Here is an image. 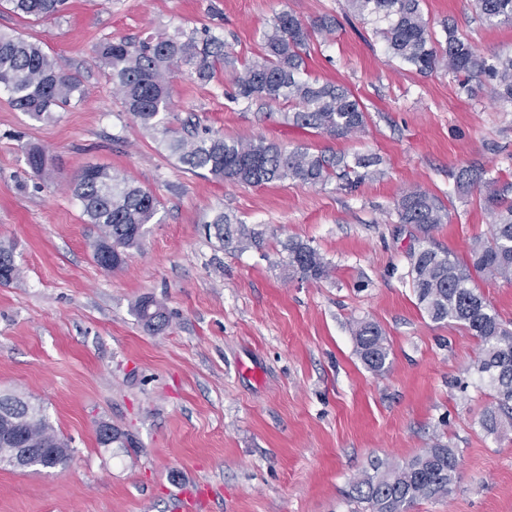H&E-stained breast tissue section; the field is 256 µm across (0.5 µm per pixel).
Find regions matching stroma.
Instances as JSON below:
<instances>
[{"label": "stroma", "mask_w": 512, "mask_h": 512, "mask_svg": "<svg viewBox=\"0 0 512 512\" xmlns=\"http://www.w3.org/2000/svg\"><path fill=\"white\" fill-rule=\"evenodd\" d=\"M422 7L434 30L448 21L485 56L512 55V25L481 21L474 0ZM284 10L307 23L335 17L308 76L354 93L368 112L363 132L293 127L283 102L243 108L225 72L206 85L174 78L167 120L287 150L380 156L381 176L355 191L336 180L249 186L185 169L125 111L95 54L109 40L207 27L243 64ZM0 30L40 42L83 90L48 122L0 90V241L21 268L0 285V393L42 405L73 450L63 469L0 464V512H170L191 487L206 490L201 512H356L354 476L438 439L460 455L455 490L410 512H512V431L493 435L478 422L489 401L473 367L478 343L419 308L407 275L419 242L393 213L403 191L421 188L450 202L433 234L440 247L461 256L487 236L479 192L459 194L454 174L478 160L512 175V102L489 84L467 92L445 70L422 75L392 58L348 0H70L44 22L0 4ZM31 145L51 158L43 175L26 162ZM91 165L127 174L160 201L140 246L111 270L94 260L99 231L73 194ZM221 211L260 232V247L224 245L210 227ZM291 237L331 262V279L287 275ZM147 296L169 315L163 332L134 314ZM357 319L385 332V373L357 357ZM104 424L121 433L106 446Z\"/></svg>", "instance_id": "35a3bbf8"}]
</instances>
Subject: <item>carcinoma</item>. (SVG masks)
<instances>
[{"instance_id": "1", "label": "carcinoma", "mask_w": 512, "mask_h": 512, "mask_svg": "<svg viewBox=\"0 0 512 512\" xmlns=\"http://www.w3.org/2000/svg\"><path fill=\"white\" fill-rule=\"evenodd\" d=\"M22 16L50 19L60 15L68 0H7ZM355 15L373 25L386 43L388 53L420 74L442 66L461 78L493 83L497 94L512 101V57L482 54L460 37L454 26L443 25L440 39L425 17L422 0H349ZM479 16L490 24L512 23V0H475ZM336 19L324 16L306 24L288 11L277 13L264 33L263 52L237 68L224 38L209 29L189 33L176 29L146 41H108L96 54L107 68L123 106L140 126L153 135L170 156L186 169L204 171L232 183L262 186L291 180L312 186L332 179L353 189L381 174V160L373 155L327 156L304 147L285 150L263 138L226 140L219 134L199 133L190 125L174 133L166 122L171 110L170 78L185 71L200 84H208L218 70L232 72L233 102L247 108L257 102L286 100L295 111L284 113L285 122L333 136L358 133L367 123V112L352 93L334 82L307 78L306 59L316 35L329 33ZM11 104L35 121H50L55 113L81 99L80 81L67 74L58 60L40 42L0 31V89ZM33 173L43 174L48 154L39 146L26 151ZM458 192L483 193L484 208L491 217L489 236L475 238L466 257L436 246H421L408 252V276L420 308L431 321L456 322L478 340L475 370L489 389L490 401L479 414L480 426L489 434L512 428V329L480 291L478 281L500 278L512 282V182L490 175L474 161L454 175ZM89 223L100 236L93 242V258L106 270L124 261L123 252L137 247L145 226L158 214L160 201L134 181L101 166H88L74 187ZM397 223L408 224L420 241L432 238L441 224L448 223L449 209L434 194L421 189L403 192L394 202ZM219 240L244 250L259 246L261 234L244 224L232 225L229 215L212 219ZM288 271L306 280L321 281L331 267L310 243L290 238L283 244ZM12 246L0 242V285L20 277ZM143 325L160 332L169 325L162 305L151 297L134 307ZM355 353L374 373L389 365L390 350L379 324L359 320L351 327ZM0 405L13 411V436L0 439V458L15 448H35L36 467L64 468L72 449L61 438L43 407L22 397L6 394ZM460 460L456 449L442 441L401 464L376 461L351 481V499L364 512H409L423 499L452 495Z\"/></svg>"}]
</instances>
